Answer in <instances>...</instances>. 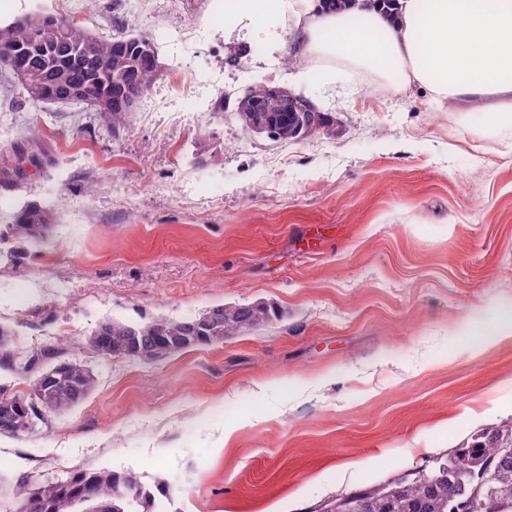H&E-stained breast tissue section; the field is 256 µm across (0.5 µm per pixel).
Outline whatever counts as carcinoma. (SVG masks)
<instances>
[{"label":"carcinoma","mask_w":512,"mask_h":512,"mask_svg":"<svg viewBox=\"0 0 512 512\" xmlns=\"http://www.w3.org/2000/svg\"><path fill=\"white\" fill-rule=\"evenodd\" d=\"M62 41L78 46L91 59L105 60L112 55L123 56L129 66L127 78L147 90L161 75L148 56L155 53L151 40L143 36L120 39H102L72 22L32 12L24 16V24H0V71L13 74L12 58L18 53L29 54L31 69L37 82L49 84L55 73L41 59L36 43ZM253 96L264 100L269 108L258 113L266 126L267 136L275 141L290 134L297 140L314 134L312 117H319L325 134L335 132L331 120L315 112H281L269 86L252 87ZM53 221L49 209L29 205L16 224L12 234L34 243L42 241L43 234ZM277 317V311L263 301L246 305H217L187 319L159 318L147 324H126L109 321L101 324L91 338L101 337L109 356H121L134 339L149 342L142 347L148 361L164 360L188 349L209 346L226 338L241 335L263 326ZM14 332L0 325V369L26 377L31 394L0 397V418L9 415V422L0 421V436L20 437L35 430V419L41 411L65 413L81 404L95 386L93 373L66 357L59 344L39 350V365L47 362L52 367L66 366L59 378L50 383L39 382V372L30 369L31 357L11 348ZM512 443V418L497 422L470 437L466 444L453 449L449 455L464 459L462 471L453 480L448 473L438 472L437 478L426 483L419 467L411 473L384 484L358 489L345 496L324 500L316 512H451L461 499L475 491L481 479L493 486L492 493L480 492L467 501L465 512H512V456L500 453L502 441ZM16 512H166L170 498L168 487L158 482L150 487L132 471L116 472L108 467L78 472L69 478L47 485L35 486L30 478L17 481Z\"/></svg>","instance_id":"1"}]
</instances>
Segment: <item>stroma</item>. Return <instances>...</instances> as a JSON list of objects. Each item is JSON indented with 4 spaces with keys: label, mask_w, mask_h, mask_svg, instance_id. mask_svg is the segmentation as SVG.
I'll use <instances>...</instances> for the list:
<instances>
[{
    "label": "stroma",
    "mask_w": 512,
    "mask_h": 512,
    "mask_svg": "<svg viewBox=\"0 0 512 512\" xmlns=\"http://www.w3.org/2000/svg\"><path fill=\"white\" fill-rule=\"evenodd\" d=\"M93 34L143 35L165 70L127 124L32 106L0 80V323L30 353L66 340L93 371L78 407L0 437V512L16 482L108 467L165 479L169 512H310L401 477L512 417V335L459 319L512 308V129L426 110L365 74L270 59L224 30V0H13ZM288 88L335 119L288 143L246 130L235 102ZM223 111H215L217 100ZM56 218L38 246L10 227ZM264 301L276 320L155 363L92 353L102 323L189 318ZM53 221L49 209L42 205H29L16 224L12 225V234L17 238H25L33 243L41 242L43 234Z\"/></svg>",
    "instance_id": "1"
}]
</instances>
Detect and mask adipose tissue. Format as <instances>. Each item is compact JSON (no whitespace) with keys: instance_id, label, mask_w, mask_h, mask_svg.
<instances>
[{"instance_id":"obj_1","label":"adipose tissue","mask_w":512,"mask_h":512,"mask_svg":"<svg viewBox=\"0 0 512 512\" xmlns=\"http://www.w3.org/2000/svg\"><path fill=\"white\" fill-rule=\"evenodd\" d=\"M224 27L259 29L273 55L292 35L300 58L371 72L397 91L413 83L431 106L512 125V0H352L339 13L319 0H224Z\"/></svg>"}]
</instances>
